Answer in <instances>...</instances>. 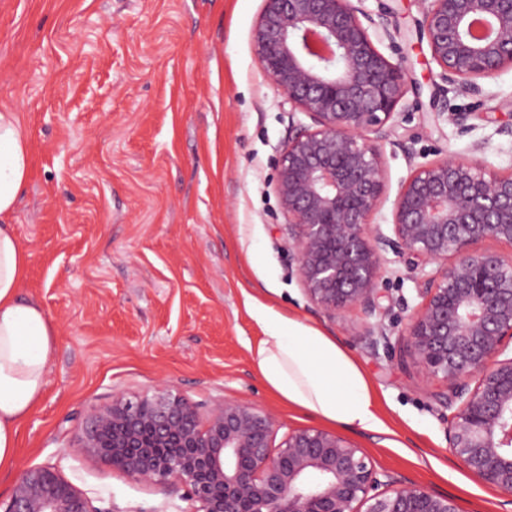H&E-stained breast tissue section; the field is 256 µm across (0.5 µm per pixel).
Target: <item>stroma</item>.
Listing matches in <instances>:
<instances>
[{"mask_svg": "<svg viewBox=\"0 0 512 512\" xmlns=\"http://www.w3.org/2000/svg\"><path fill=\"white\" fill-rule=\"evenodd\" d=\"M406 120L383 142L390 188L475 145L512 172V70L479 97L444 93L419 38L421 0H385ZM264 0H0V111L19 113L32 174L13 218L28 251L19 288L56 336L44 391L22 422L0 500L20 471L51 464L100 512H187L181 486L138 483L77 448L87 412L113 394L169 385L203 405H258L283 429L318 420L277 399L253 353L262 304L334 337L372 384L380 424L338 428L375 466L454 497L462 512H512L453 456L449 410L411 361L374 355L362 319L308 305L274 193L293 114L257 63ZM471 129L436 120L442 105Z\"/></svg>", "mask_w": 512, "mask_h": 512, "instance_id": "1", "label": "stroma"}]
</instances>
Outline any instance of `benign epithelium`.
Here are the masks:
<instances>
[{"instance_id": "obj_1", "label": "benign epithelium", "mask_w": 512, "mask_h": 512, "mask_svg": "<svg viewBox=\"0 0 512 512\" xmlns=\"http://www.w3.org/2000/svg\"><path fill=\"white\" fill-rule=\"evenodd\" d=\"M364 0H265L257 61L304 115L280 149L274 189L296 274L314 310H357L360 340L394 354L381 287L387 255L413 274L420 302L399 331L408 357L444 382L433 397L454 409L448 443L483 485L512 495V173L443 158L401 183L392 234L373 222L389 173L381 143L407 94L404 67L380 48L394 41L388 9ZM422 36L458 95L512 68V0H424ZM460 132L470 113H438ZM431 270H426V267ZM267 410L234 400L200 405L163 386L94 404L80 447L148 485L186 488L187 512H460L456 500L375 468L365 452L317 427L286 432ZM0 512H98L53 465L23 469Z\"/></svg>"}]
</instances>
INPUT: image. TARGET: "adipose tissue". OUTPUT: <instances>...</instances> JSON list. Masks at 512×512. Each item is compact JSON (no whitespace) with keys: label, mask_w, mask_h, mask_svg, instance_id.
<instances>
[{"label":"adipose tissue","mask_w":512,"mask_h":512,"mask_svg":"<svg viewBox=\"0 0 512 512\" xmlns=\"http://www.w3.org/2000/svg\"><path fill=\"white\" fill-rule=\"evenodd\" d=\"M29 176L20 117L0 111V468L10 464L19 424L41 395L54 336L42 308L18 296L28 254L11 219ZM254 315L264 337L253 361L281 400L330 426L376 427L370 383L336 340L264 305Z\"/></svg>","instance_id":"adipose-tissue-1"}]
</instances>
